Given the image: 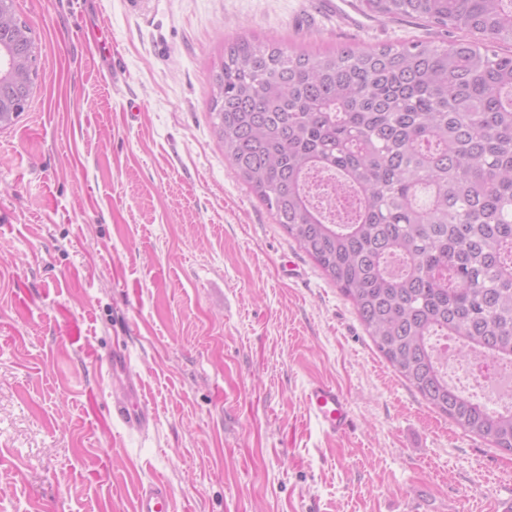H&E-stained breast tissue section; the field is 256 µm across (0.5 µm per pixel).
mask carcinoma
<instances>
[{"label": "carcinoma", "instance_id": "cac0c4a2", "mask_svg": "<svg viewBox=\"0 0 512 512\" xmlns=\"http://www.w3.org/2000/svg\"><path fill=\"white\" fill-rule=\"evenodd\" d=\"M463 36L310 56L240 39L209 118L236 176L428 404L512 452V407L448 384L438 336L512 366V0H357ZM36 61L18 18L0 33Z\"/></svg>", "mask_w": 512, "mask_h": 512}]
</instances>
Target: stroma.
I'll use <instances>...</instances> for the list:
<instances>
[{
  "instance_id": "35a3bbf8",
  "label": "stroma",
  "mask_w": 512,
  "mask_h": 512,
  "mask_svg": "<svg viewBox=\"0 0 512 512\" xmlns=\"http://www.w3.org/2000/svg\"><path fill=\"white\" fill-rule=\"evenodd\" d=\"M38 78L0 130V512H489L512 453L394 372L239 181L209 119L227 43L439 40L351 0H15ZM129 356L148 432L113 418ZM350 432L306 415L314 382ZM305 404L308 413L328 434L341 436L353 426L348 398L332 384L321 381L311 384ZM171 492L161 482L141 484L137 490L136 512H170Z\"/></svg>"
}]
</instances>
